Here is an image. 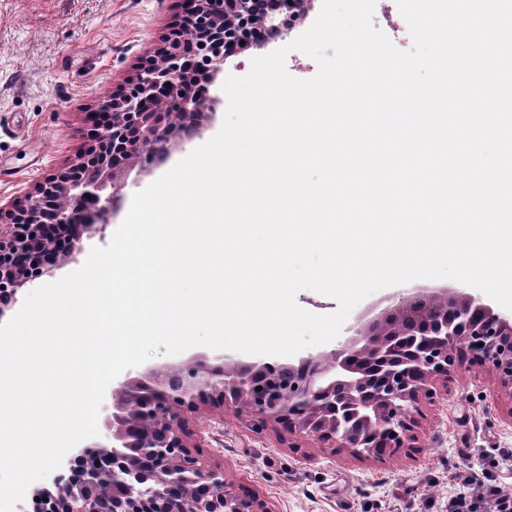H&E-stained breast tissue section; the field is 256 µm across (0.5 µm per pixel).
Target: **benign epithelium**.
<instances>
[{
	"instance_id": "7a95c632",
	"label": "benign epithelium",
	"mask_w": 512,
	"mask_h": 512,
	"mask_svg": "<svg viewBox=\"0 0 512 512\" xmlns=\"http://www.w3.org/2000/svg\"><path fill=\"white\" fill-rule=\"evenodd\" d=\"M293 0H186L187 32L176 27L142 62L134 85L104 101L90 144L16 210L0 234V317L18 291L82 251L83 237L107 223L125 168L160 163L200 129L211 108L200 74L224 69V48L288 36ZM339 348L296 361H242L205 355L149 370L106 388L98 435L77 444L52 472L56 493L40 512H273L193 450L189 418L200 406L231 405L355 455L391 456L417 440L414 413L448 376L470 362L495 375L512 403V311L464 288L417 286L389 295L346 328Z\"/></svg>"
}]
</instances>
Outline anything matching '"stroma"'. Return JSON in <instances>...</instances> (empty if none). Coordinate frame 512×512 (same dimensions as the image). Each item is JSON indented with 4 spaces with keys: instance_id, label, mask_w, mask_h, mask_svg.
Here are the masks:
<instances>
[{
    "instance_id": "1",
    "label": "stroma",
    "mask_w": 512,
    "mask_h": 512,
    "mask_svg": "<svg viewBox=\"0 0 512 512\" xmlns=\"http://www.w3.org/2000/svg\"><path fill=\"white\" fill-rule=\"evenodd\" d=\"M184 14V0H0V198L23 204L48 175L67 167L89 141L90 114L126 87ZM401 50L413 45L396 0H375L372 16ZM213 117L165 164L133 169L104 232L84 250L107 246L133 195L221 128L227 98L211 87ZM418 441L375 459L320 447L275 422L231 408L201 407L190 426L206 462L275 512H448L475 474L512 493V408L496 397L487 368L448 379L447 398L424 404Z\"/></svg>"
}]
</instances>
